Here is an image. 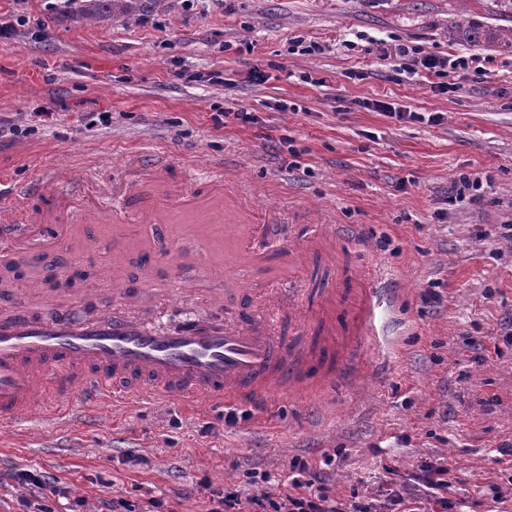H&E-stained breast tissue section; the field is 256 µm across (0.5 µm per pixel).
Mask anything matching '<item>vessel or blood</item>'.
<instances>
[{
	"label": "vessel or blood",
	"instance_id": "b4317fda",
	"mask_svg": "<svg viewBox=\"0 0 512 512\" xmlns=\"http://www.w3.org/2000/svg\"><path fill=\"white\" fill-rule=\"evenodd\" d=\"M124 168L131 171L130 179L107 187L89 181L77 188L51 170L48 179L61 202L55 210L0 188V265L21 256L35 263L63 249L82 254L78 235L91 224L105 226L119 249L136 225L205 220L223 225L233 247L224 273L226 287L235 293L238 263L263 273L284 258L294 269L309 252L334 253L343 239L342 232L321 225L306 246L280 255L270 250L267 225L252 223L239 186L223 170L214 171L205 192L172 194L162 189L165 158L144 167L130 156ZM377 280L375 270L361 271L348 310L349 336L374 335L377 308L392 301ZM260 305L268 317L264 325L245 311L229 322L196 317L172 329L152 330L108 307L80 319L52 306L33 314L24 301H15L11 314L0 318V423L10 425L37 412L65 417L64 403L75 391L117 404L135 399L146 384L162 402L176 398L229 407L299 390L305 369L270 327L283 312L300 311L298 295L271 286Z\"/></svg>",
	"mask_w": 512,
	"mask_h": 512
}]
</instances>
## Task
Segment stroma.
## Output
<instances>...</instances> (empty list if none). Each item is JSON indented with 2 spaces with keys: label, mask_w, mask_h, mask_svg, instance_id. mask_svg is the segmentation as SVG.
<instances>
[{
  "label": "stroma",
  "mask_w": 512,
  "mask_h": 512,
  "mask_svg": "<svg viewBox=\"0 0 512 512\" xmlns=\"http://www.w3.org/2000/svg\"><path fill=\"white\" fill-rule=\"evenodd\" d=\"M114 14L104 0H75L68 13L27 0L26 25L0 43V176L48 196L46 169L110 184L131 154L168 157L174 186L203 185L212 166L240 180L270 224L274 247L342 225L335 263L311 258L305 307L377 269L398 295L378 333L336 347L337 364L359 358L357 377L325 388L242 403L232 413L193 403L113 409L74 394L65 421L37 416L0 427V512H18L25 488L14 468L61 478L86 512L123 497L172 512H207L208 491L248 494L249 473L287 489L292 463L322 472L340 501L380 497L428 459L451 470L459 512H491L512 499V51L452 42L465 20L511 28L494 0H131ZM487 58L485 72L449 69L450 90L394 69L384 46ZM270 73L255 82L253 70ZM220 71L222 84L202 81ZM326 78L323 87L303 75ZM295 110L272 109L275 100ZM441 113V124L397 122L369 102ZM245 109L252 123L234 118ZM53 119L32 135L13 126ZM109 245L82 266L73 289L49 300L87 316L118 305L99 276ZM162 276L189 293L148 294L158 326L211 309L224 274L169 264Z\"/></svg>",
  "instance_id": "35a3bbf8"
}]
</instances>
